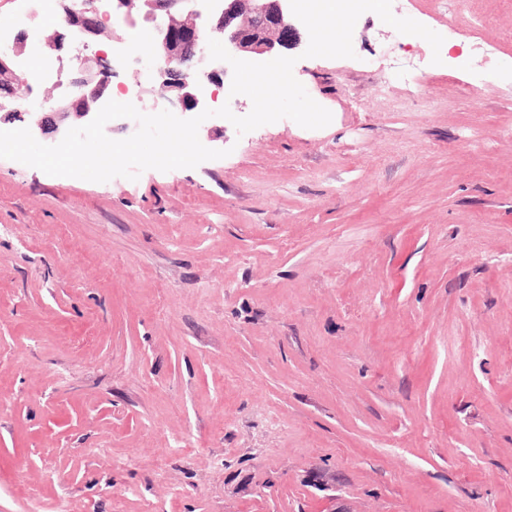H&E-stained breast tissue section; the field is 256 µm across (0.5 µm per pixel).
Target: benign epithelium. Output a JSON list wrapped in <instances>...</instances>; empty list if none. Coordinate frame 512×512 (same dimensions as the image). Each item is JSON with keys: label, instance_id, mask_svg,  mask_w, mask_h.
Listing matches in <instances>:
<instances>
[{"label": "benign epithelium", "instance_id": "7a95c632", "mask_svg": "<svg viewBox=\"0 0 512 512\" xmlns=\"http://www.w3.org/2000/svg\"><path fill=\"white\" fill-rule=\"evenodd\" d=\"M60 6L61 31L44 42L43 52L59 61L70 54L77 66L67 72L66 92L55 104L24 110L16 106L17 86L26 77L15 62L27 51L28 31L21 29L10 43L0 44V125L26 121L43 133L52 130L56 142L69 127L59 128L54 116H72L73 126H82L81 120L92 118L107 97L115 74L107 55L72 52L73 29L93 36L103 29L94 0H61ZM138 14L153 38L150 68L159 83L160 98L183 112L201 111L204 85L221 84L232 71L227 62L207 55V35L221 37L226 50L242 60L273 56L300 42L290 0H141Z\"/></svg>", "mask_w": 512, "mask_h": 512}]
</instances>
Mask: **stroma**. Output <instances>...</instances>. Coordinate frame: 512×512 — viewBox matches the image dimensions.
<instances>
[{
	"label": "stroma",
	"instance_id": "stroma-1",
	"mask_svg": "<svg viewBox=\"0 0 512 512\" xmlns=\"http://www.w3.org/2000/svg\"><path fill=\"white\" fill-rule=\"evenodd\" d=\"M392 12L290 49L326 127L0 159V512H512V0Z\"/></svg>",
	"mask_w": 512,
	"mask_h": 512
}]
</instances>
